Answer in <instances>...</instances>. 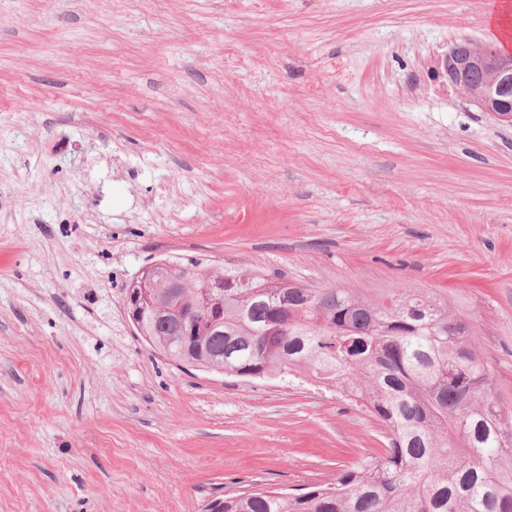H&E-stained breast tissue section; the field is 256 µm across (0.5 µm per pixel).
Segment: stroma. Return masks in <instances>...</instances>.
Instances as JSON below:
<instances>
[{
    "instance_id": "35a3bbf8",
    "label": "stroma",
    "mask_w": 512,
    "mask_h": 512,
    "mask_svg": "<svg viewBox=\"0 0 512 512\" xmlns=\"http://www.w3.org/2000/svg\"><path fill=\"white\" fill-rule=\"evenodd\" d=\"M499 0H0V512H202L375 456L366 409L155 354L202 258L469 316L512 406V127L438 61Z\"/></svg>"
}]
</instances>
